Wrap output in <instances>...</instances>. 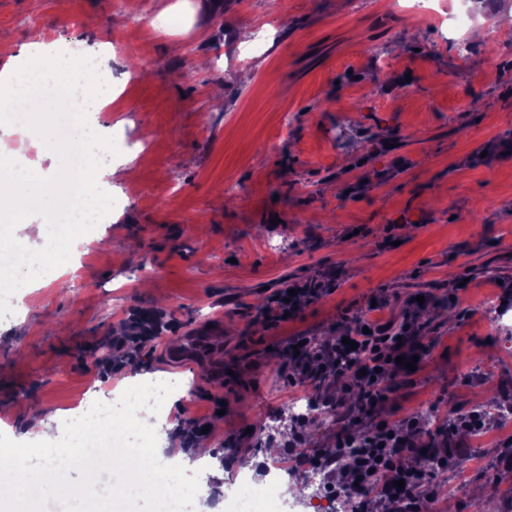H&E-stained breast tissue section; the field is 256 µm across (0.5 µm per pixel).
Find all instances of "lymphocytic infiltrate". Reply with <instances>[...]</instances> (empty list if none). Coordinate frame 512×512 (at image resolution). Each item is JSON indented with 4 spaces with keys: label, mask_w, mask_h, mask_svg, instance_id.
<instances>
[{
    "label": "lymphocytic infiltrate",
    "mask_w": 512,
    "mask_h": 512,
    "mask_svg": "<svg viewBox=\"0 0 512 512\" xmlns=\"http://www.w3.org/2000/svg\"><path fill=\"white\" fill-rule=\"evenodd\" d=\"M421 332L413 321L396 334L373 324L368 331H356L352 345L337 341L319 346L313 356L298 355L291 369L300 376L314 373L343 380L336 393L338 416L345 422L368 418L385 399L388 379L402 370L395 362L401 344L413 342ZM424 438L413 419L374 429L363 450L352 458L353 480L340 486V494L361 506L377 496L387 503L389 512H417L420 484L405 460L422 452Z\"/></svg>",
    "instance_id": "f902f5d3"
}]
</instances>
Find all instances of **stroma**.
<instances>
[{"label":"stroma","mask_w":512,"mask_h":512,"mask_svg":"<svg viewBox=\"0 0 512 512\" xmlns=\"http://www.w3.org/2000/svg\"><path fill=\"white\" fill-rule=\"evenodd\" d=\"M167 6L157 35L114 0H0V66L21 62L42 31L92 53L107 40L112 87L127 92L90 117L123 144L101 187L115 206L77 232L83 248L63 274L0 319V457L36 464L31 420L164 376L184 391L151 432L157 462L193 455L183 436L205 423L224 475L189 465L184 477L212 490L241 471L268 480L278 463L300 483L313 465L289 433L316 450L335 447L341 428L328 408L291 422L290 401H322L325 386L290 371L288 339L335 341L381 301L384 321L434 316L380 420L450 406L485 418L484 442L437 439L455 460L425 482L423 512H512V431L494 415L512 404V337L480 306L492 295L512 307V29L498 22L512 0H436V21L388 0H134L150 19ZM463 9L462 37L498 33L466 58L450 33ZM314 279L327 289L296 319L258 322L285 285ZM136 312L161 316L157 339L103 375L92 351L105 342L122 358L112 327ZM205 329L232 377L169 365L173 342ZM260 416L274 441L252 431Z\"/></svg>","instance_id":"1"}]
</instances>
